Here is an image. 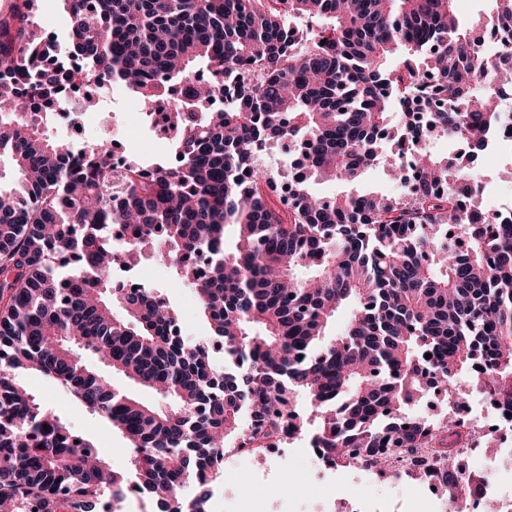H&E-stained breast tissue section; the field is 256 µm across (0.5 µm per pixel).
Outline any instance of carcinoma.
I'll list each match as a JSON object with an SVG mask.
<instances>
[{"mask_svg":"<svg viewBox=\"0 0 512 512\" xmlns=\"http://www.w3.org/2000/svg\"><path fill=\"white\" fill-rule=\"evenodd\" d=\"M62 2L87 78L150 112L183 85L169 115L179 161L114 174L102 145L73 157L36 103L70 80L56 41L31 29L34 0L17 23L0 20V159L14 172L0 184V508L98 512L102 489L123 500L132 486L172 512L186 480L206 512L214 458L244 412L316 421L311 440L330 460L375 469L398 455L445 496L479 490L461 464L479 445L464 414L475 394L512 408V205L479 221L478 180L425 150L394 195L323 198L311 184L349 186L378 165L402 183L399 148L425 127L472 156L486 149L512 87V0H491L495 56L456 0ZM241 70L253 78L212 108ZM282 140L304 148L301 162L260 166ZM117 226L135 235L122 257ZM145 252L195 286L209 335L176 340L160 291L113 288L118 265ZM81 350L156 401L114 390ZM22 370L104 414L128 440L125 469L74 440ZM432 391L436 421L414 413Z\"/></svg>","mask_w":512,"mask_h":512,"instance_id":"1","label":"carcinoma"}]
</instances>
